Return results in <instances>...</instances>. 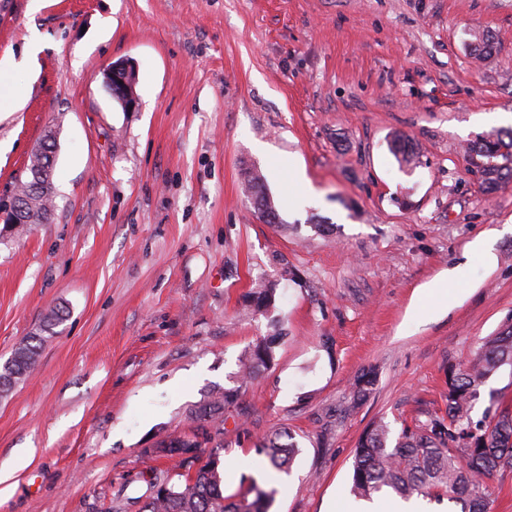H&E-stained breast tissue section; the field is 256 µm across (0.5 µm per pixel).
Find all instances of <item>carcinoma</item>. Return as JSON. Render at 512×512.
Wrapping results in <instances>:
<instances>
[{
  "label": "carcinoma",
  "mask_w": 512,
  "mask_h": 512,
  "mask_svg": "<svg viewBox=\"0 0 512 512\" xmlns=\"http://www.w3.org/2000/svg\"><path fill=\"white\" fill-rule=\"evenodd\" d=\"M471 37L478 58L492 55L495 46L489 32L474 31ZM391 149L406 165L413 164L417 157L416 148L400 135L393 138ZM476 156L484 189L497 190L504 177L512 178V128L485 137ZM35 173L36 169H29L28 178L16 185L18 195L30 197L24 221L9 225L17 234L52 217L54 184L48 182L47 192L36 194L31 185ZM246 196L251 204L260 203L270 209L271 223L280 222L276 204L265 191L259 173L249 174ZM275 293L274 283H261L247 297L245 306L253 312H266L274 306ZM65 315L61 307L51 309L39 329L24 342L25 350L41 355L45 336L54 335V328ZM278 340L277 336L256 339L238 360L236 385L211 393L195 407L192 419L197 425L190 434L169 441V447L194 448L196 454L174 461L170 469L155 473L147 481L142 512H268L274 491H266L254 482L237 498L224 495L221 460H210L194 471L191 467L199 460L202 445L211 440V433L224 430V410L237 403L243 387L258 372L270 367ZM504 366L512 367V319L485 338L471 360L448 365L444 411L429 413L425 419L404 427L393 445L389 428L381 421L364 431L353 453V494L369 498L388 489L401 497L414 493L437 501L446 497L460 507L459 512H489L492 479L498 473L512 471V407L491 393L481 418L474 419L472 411L489 378ZM27 374V363L16 351L0 367V378L12 376L17 382ZM375 384L372 369L357 376L354 402L366 400ZM261 450L277 470L288 469L298 452L297 444L285 431L264 438Z\"/></svg>",
  "instance_id": "obj_1"
}]
</instances>
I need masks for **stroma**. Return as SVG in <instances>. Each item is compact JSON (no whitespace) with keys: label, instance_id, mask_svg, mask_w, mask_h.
Returning <instances> with one entry per match:
<instances>
[{"label":"stroma","instance_id":"1","mask_svg":"<svg viewBox=\"0 0 512 512\" xmlns=\"http://www.w3.org/2000/svg\"><path fill=\"white\" fill-rule=\"evenodd\" d=\"M478 27L496 41L482 62ZM34 39V65L0 77L22 100L0 111V201L51 132L55 210L0 236V364L67 316L0 396V512H141L171 466L145 449L190 433L277 318L287 339L214 439L229 493L255 481L270 512H355L364 430L395 439L441 408L448 365L512 316V181L486 193L472 150L512 128V0H0V57ZM127 60L132 109L106 87ZM289 154L306 184L277 166ZM253 169L281 224L247 199ZM448 270L447 292L421 293ZM260 281L275 309L242 316ZM277 429L299 448L283 472L257 452ZM65 315L66 312L62 307H55L51 309L45 316L39 329H37L33 335L29 336L26 341L21 343L19 346L24 344L23 348H25L29 354L40 357L45 335L53 336L55 333L54 328L63 321ZM19 346L14 350L9 361L3 364L0 370V379L2 377H10L14 375V385L29 373L27 363L24 361L23 357L18 354Z\"/></svg>","mask_w":512,"mask_h":512}]
</instances>
